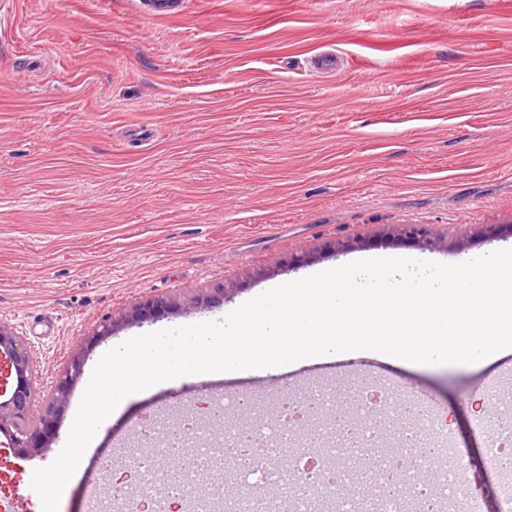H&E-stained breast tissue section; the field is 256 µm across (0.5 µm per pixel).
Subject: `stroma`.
I'll return each mask as SVG.
<instances>
[{"label": "stroma", "mask_w": 512, "mask_h": 512, "mask_svg": "<svg viewBox=\"0 0 512 512\" xmlns=\"http://www.w3.org/2000/svg\"><path fill=\"white\" fill-rule=\"evenodd\" d=\"M326 53L343 69L315 70ZM401 224L446 245L397 244ZM340 241L351 247L338 254ZM507 248L512 8L498 0H180L164 18L149 0H0V320L37 358L41 397L73 355L86 357L50 446L0 445V501L40 512L34 470L65 445L99 359L131 337L221 319L356 260L454 264ZM219 286L224 302L193 305ZM150 296L182 307L95 339ZM507 363L512 351L473 367L349 356L267 382L297 391L316 375L347 404L353 366L391 379L444 418L471 491L497 512L505 474L487 464L474 420ZM252 378L173 379L134 395L107 418L58 512H83L101 460L144 414Z\"/></svg>", "instance_id": "35a3bbf8"}]
</instances>
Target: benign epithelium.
<instances>
[{"instance_id": "1", "label": "benign epithelium", "mask_w": 512, "mask_h": 512, "mask_svg": "<svg viewBox=\"0 0 512 512\" xmlns=\"http://www.w3.org/2000/svg\"><path fill=\"white\" fill-rule=\"evenodd\" d=\"M394 237L426 251H437L445 239L429 233L415 224H405L395 230ZM180 304L164 297H150L124 314L120 321L143 323L175 313ZM85 356L74 355L64 372L57 377L51 400L40 401L35 357L14 327L0 320V434L8 437L9 445L20 452L41 451L57 426L61 408L67 403L71 385L80 377ZM39 412V426H23L34 412Z\"/></svg>"}]
</instances>
